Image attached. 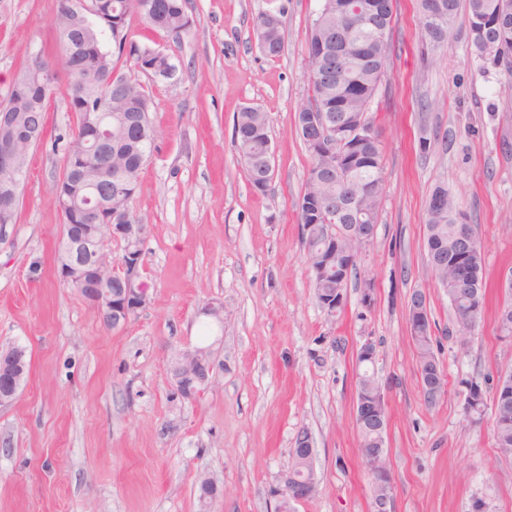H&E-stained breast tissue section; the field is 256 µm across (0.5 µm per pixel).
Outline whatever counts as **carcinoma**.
<instances>
[{
    "label": "carcinoma",
    "instance_id": "1",
    "mask_svg": "<svg viewBox=\"0 0 512 512\" xmlns=\"http://www.w3.org/2000/svg\"><path fill=\"white\" fill-rule=\"evenodd\" d=\"M357 1L380 6L375 25L346 13L345 5ZM87 0L90 16L87 22L76 20L71 0H62L53 24L61 37L60 66L68 78L66 104L77 117L71 140L79 148L63 155V167L70 170H92L102 163L100 158L102 128L98 120L107 119L112 137V191L134 197L140 173L151 155L155 131L149 120V99L140 84L123 75L114 74L112 51L106 49L104 31H109L118 53H128L133 66L157 79H167L175 67L170 56L148 47L126 43V18L136 12L153 29L176 36L188 30L191 20L186 13V0ZM435 0H419L424 18L423 31L431 47H438L456 34L457 23L468 29L475 54L501 68L512 79V13L500 14L499 0H442L444 17L433 24L429 13ZM392 0H320L319 9L307 34L309 68L318 71L321 47L328 44L341 28L356 29V42L348 55L336 64L335 77L329 81L308 80L307 103L294 115L295 125L305 121L306 112L316 109L331 112L336 120L349 126H360L373 135L336 144L334 148L307 146L310 165L304 189L297 201L299 224H336L344 227L378 223L383 198L382 155L375 117L370 104L382 81L387 77L386 61L389 44L385 33L392 23ZM282 12L270 10L253 20L252 32L259 49L269 58H277L284 49ZM57 83L30 72L24 66L14 77L7 104L3 110L14 115L16 127L25 129L34 116L46 112L47 100L55 93ZM234 145L244 164L248 182L256 192L264 194V162L272 149L269 115L258 107L245 106L237 112L233 128ZM94 192L74 194L78 213L74 224H83L93 209L89 200ZM444 195L443 208L426 207L425 250L434 278L448 296L456 324L465 326L478 321L484 303L472 301V294L457 287L452 270L442 264L441 255L451 256L458 249V215L462 214L455 195L447 187L437 185L430 197ZM336 254L322 274H312L316 301L331 296L336 289L347 288L350 257L335 252V244L321 241L318 250H307L309 269L322 265L318 257ZM417 367H427L436 360L429 336L415 337ZM494 438L500 453H512V399L493 398ZM360 449L376 447L387 439L388 430L376 431L367 423H357Z\"/></svg>",
    "mask_w": 512,
    "mask_h": 512
}]
</instances>
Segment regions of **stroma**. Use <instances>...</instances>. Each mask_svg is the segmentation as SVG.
Returning <instances> with one entry per match:
<instances>
[{"label": "stroma", "instance_id": "1", "mask_svg": "<svg viewBox=\"0 0 512 512\" xmlns=\"http://www.w3.org/2000/svg\"><path fill=\"white\" fill-rule=\"evenodd\" d=\"M59 0H0V103L32 57L57 50ZM318 0H186L180 36L130 14V43L172 55L157 81L115 59L151 99L155 149L132 213L148 226L142 279L148 302L127 325L104 326L55 267L63 215L55 201L76 116L63 92L46 112L14 223L0 226V351L25 349L29 373L0 406V512H275L271 490L292 463L299 428L315 448L319 485L296 512H371L358 454L356 353L374 343L390 415V512H512V459L498 454L493 415L472 424L471 382L493 399L512 373V340L497 309L512 273V90L475 56L466 28L429 53L417 0H396L388 75L371 103L380 133L384 195L376 234L356 257L341 310L313 299L296 203L310 154L294 114L309 96L307 32ZM282 10L284 49L266 58L254 18ZM270 117L275 178L255 192L232 140L244 105ZM448 186L481 241L485 304L467 343L424 249L426 204ZM375 296L365 303V280ZM424 293L433 351L447 378L436 405L418 382L407 327ZM223 318L204 314L207 303ZM210 348L216 378L194 402L175 398L169 368L190 346ZM219 495L201 502L200 475Z\"/></svg>", "mask_w": 512, "mask_h": 512}]
</instances>
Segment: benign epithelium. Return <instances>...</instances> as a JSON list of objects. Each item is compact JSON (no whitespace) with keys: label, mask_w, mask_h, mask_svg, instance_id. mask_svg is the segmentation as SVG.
Returning a JSON list of instances; mask_svg holds the SVG:
<instances>
[{"label":"benign epithelium","mask_w":512,"mask_h":512,"mask_svg":"<svg viewBox=\"0 0 512 512\" xmlns=\"http://www.w3.org/2000/svg\"><path fill=\"white\" fill-rule=\"evenodd\" d=\"M311 125L322 130L329 140L336 138V125L324 113L313 114ZM19 132L14 128L12 115L0 113V224L11 222L17 203L14 190L21 162L18 158ZM112 167L104 164L93 180L96 185L95 208L100 216L97 224H71L66 204L60 205L66 233L61 241L60 260L56 261L59 280L76 286L90 306L102 316L103 322L118 329L130 321L137 310L146 306L148 298L142 287L143 243L147 228L144 224H114L112 198ZM117 239L124 244L120 266L112 263L108 244ZM172 388L182 400H193L208 390L214 380V364L206 348H187L175 357L170 369ZM28 373L26 352L21 348L0 354V404L13 401L22 388ZM355 416L363 422H372L382 429L390 417L384 388L376 384L373 391L355 401ZM301 447L297 449V466L285 472L276 486L274 497L278 512H294V505L313 497L318 479L313 459L315 448L310 432L302 428ZM374 473L385 478L390 488L376 503L378 512H388L392 500L393 482L388 460Z\"/></svg>","instance_id":"7a95c632"}]
</instances>
